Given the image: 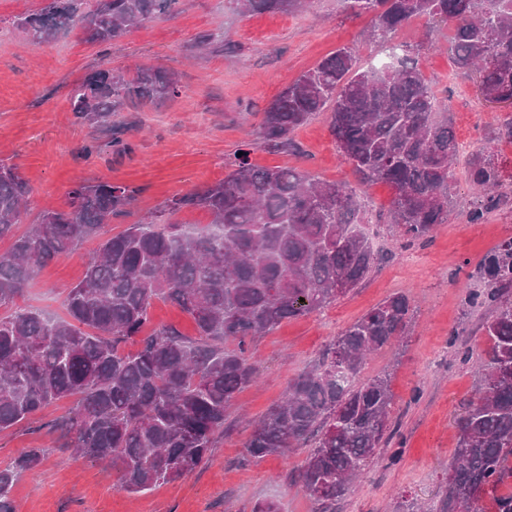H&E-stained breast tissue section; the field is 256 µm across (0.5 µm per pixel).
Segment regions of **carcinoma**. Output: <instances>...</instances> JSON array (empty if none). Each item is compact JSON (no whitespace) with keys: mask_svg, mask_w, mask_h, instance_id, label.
I'll return each instance as SVG.
<instances>
[{"mask_svg":"<svg viewBox=\"0 0 512 512\" xmlns=\"http://www.w3.org/2000/svg\"><path fill=\"white\" fill-rule=\"evenodd\" d=\"M181 0H111L104 11L83 0H48L15 17V27L39 46L75 27L91 43L118 40ZM307 0H236L243 13L295 12ZM355 15H371L369 39L385 43L411 19L453 23L456 68L475 76L489 103L512 100V10L504 0H346ZM381 69L359 65L344 46L304 73L270 103L255 143L273 152L297 148L294 133L316 112L329 113L340 156L362 183L392 193L388 221L407 243L429 240L448 220L458 156L448 109L436 97L419 60L393 46ZM178 93L176 75L141 66L133 73L94 70L72 89L71 112L107 128L128 105H154ZM512 144V113L494 127L490 145L466 160L475 190L466 217L482 224L512 205V173L494 145ZM31 187L0 160V239L21 223ZM135 190L109 181H83L59 208H46L0 254V308L13 304L37 272L98 235L124 212ZM202 209L207 224L174 220ZM366 210L345 183L326 182L283 167L236 158L223 180L175 196L164 207L103 241L83 278L69 288L64 315L36 308L0 314V432L54 403L73 400L54 424L57 448L112 464L118 486L144 493L194 471L224 429L235 396L254 383L251 340L282 321L306 316L364 282L376 257L361 231ZM485 287L468 294L483 323L486 356L466 350L481 372L477 399L458 420L457 446L439 512H479L466 492L481 488L490 512H512V241L492 250L479 269ZM156 299L178 305L196 337L168 327L148 329ZM414 318L412 299L395 293L349 324L323 357L295 378L284 399L256 422L246 443L254 459L314 442L302 485L315 512H336L387 446L395 431L391 373L361 379L367 356L402 342ZM138 343L134 352L122 345ZM48 449L28 448L0 467V512H15L11 491L42 465Z\"/></svg>","mask_w":512,"mask_h":512,"instance_id":"carcinoma-1","label":"carcinoma"}]
</instances>
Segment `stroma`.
I'll use <instances>...</instances> for the list:
<instances>
[{
  "label": "stroma",
  "mask_w": 512,
  "mask_h": 512,
  "mask_svg": "<svg viewBox=\"0 0 512 512\" xmlns=\"http://www.w3.org/2000/svg\"><path fill=\"white\" fill-rule=\"evenodd\" d=\"M43 0H0V158L17 166L32 188L24 224L46 206L62 205L75 184L108 180L138 188L128 214L113 217L102 236L123 231L173 196L223 180L240 151L261 167H293L335 182L355 184L329 130V115L316 114L296 130V153L250 146L274 97L303 72L343 45H359V63L385 60L388 46L368 39L370 18L350 12L343 0H312L307 11L244 14L232 0H181L177 11L146 22L103 44L80 31L40 46L29 44L13 21ZM222 34L223 44L199 52L198 33ZM450 27L437 30V50L421 54L419 66L448 107L461 154L485 146L504 106L485 102L474 80L461 75L448 51ZM154 66L175 72L178 96L153 107L118 113L108 128L79 122L68 97L93 70ZM127 150H112L113 138ZM93 155H84L87 145ZM372 211L363 230L377 267L354 291L329 307L284 321L256 337L250 354L260 379L239 392L216 435L209 460L181 479L141 495L119 489L112 467L55 451L62 400L36 419L0 433V466L29 448L49 449L36 473L12 489L16 512H251L271 502L277 512H313L298 478L306 449L293 448L260 460L244 448L252 421L278 402L288 384L320 359L341 330L389 295L411 296L416 317L403 344L385 347L366 364L365 376L392 367L397 433L336 512H396L418 502L437 512L453 461L456 421L475 398L479 374L457 354L459 344H477L486 311L470 308V289L481 287L477 266L502 241L512 239V211L493 212L482 224L462 217L472 200L464 174H457L454 208L430 241L403 244L387 222L391 191L385 184L356 186ZM101 238L43 267L16 297L19 307L62 313L66 288L79 282Z\"/></svg>",
  "instance_id": "obj_1"
}]
</instances>
